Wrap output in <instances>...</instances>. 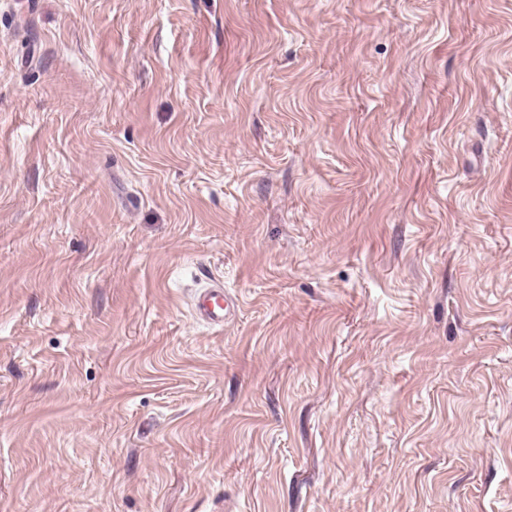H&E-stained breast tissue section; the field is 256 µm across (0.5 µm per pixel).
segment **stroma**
Masks as SVG:
<instances>
[{
	"mask_svg": "<svg viewBox=\"0 0 512 512\" xmlns=\"http://www.w3.org/2000/svg\"><path fill=\"white\" fill-rule=\"evenodd\" d=\"M0 512H512V0H0ZM235 300L224 289V284L211 277L198 288L193 301V310L198 320L209 326H224L229 319Z\"/></svg>",
	"mask_w": 512,
	"mask_h": 512,
	"instance_id": "35a3bbf8",
	"label": "stroma"
}]
</instances>
